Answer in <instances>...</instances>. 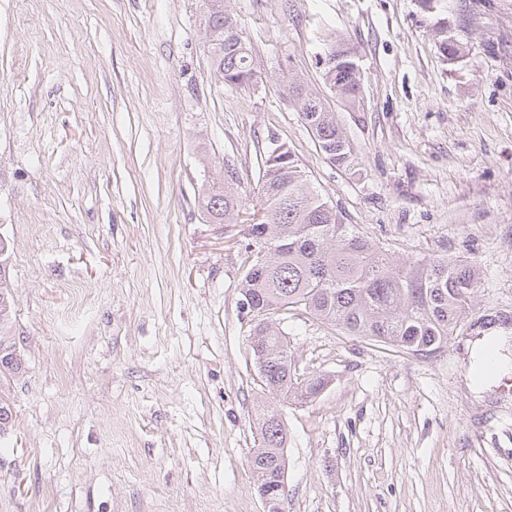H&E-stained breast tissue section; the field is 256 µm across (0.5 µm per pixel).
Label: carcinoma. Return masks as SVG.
I'll list each match as a JSON object with an SVG mask.
<instances>
[{"label":"carcinoma","instance_id":"carcinoma-1","mask_svg":"<svg viewBox=\"0 0 512 512\" xmlns=\"http://www.w3.org/2000/svg\"><path fill=\"white\" fill-rule=\"evenodd\" d=\"M204 29L208 58L214 72L233 86L253 84L256 68L252 49L241 40L227 43V30L239 28L224 0H204ZM324 82L356 105L361 86L359 63L352 48L341 39L323 50ZM317 143L333 146L326 158L344 166L352 155L351 144L333 112L300 111ZM270 150L259 174L258 195L263 216L250 225V237L236 246L249 255L254 244L267 247L261 270H244L241 300L283 311L302 310L344 330L350 336L432 354L448 344L459 324L468 317L477 293V263L424 257L400 261L351 224L310 185L299 160L282 144ZM223 181L203 187L202 213L212 224L239 222L242 201L234 190L238 177L224 165ZM286 334L281 323L258 320L251 329L249 350L263 374V385L283 400H306L328 386L323 375L300 377L292 359L281 356ZM258 446L248 465L256 490H265L276 503H285V445L287 429L279 414L257 405Z\"/></svg>","mask_w":512,"mask_h":512}]
</instances>
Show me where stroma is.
Returning <instances> with one entry per match:
<instances>
[{
  "instance_id": "35a3bbf8",
  "label": "stroma",
  "mask_w": 512,
  "mask_h": 512,
  "mask_svg": "<svg viewBox=\"0 0 512 512\" xmlns=\"http://www.w3.org/2000/svg\"><path fill=\"white\" fill-rule=\"evenodd\" d=\"M224 3L258 62L245 89L208 66L202 0H0V234L26 360L0 378V512H263L234 243L274 139L393 257L482 270L427 356L286 315L298 374L331 379L303 403L262 395L288 429L286 512H512V385L464 381L475 322L512 316V0ZM337 37L362 68L353 108L322 78ZM291 75L335 112L348 165ZM228 164L242 216L212 224L198 193ZM326 108V107H325ZM306 125L314 134L318 147L334 165H347L352 155L351 144L336 122L335 112H305L297 109ZM322 144H331L333 154H328Z\"/></svg>"
}]
</instances>
